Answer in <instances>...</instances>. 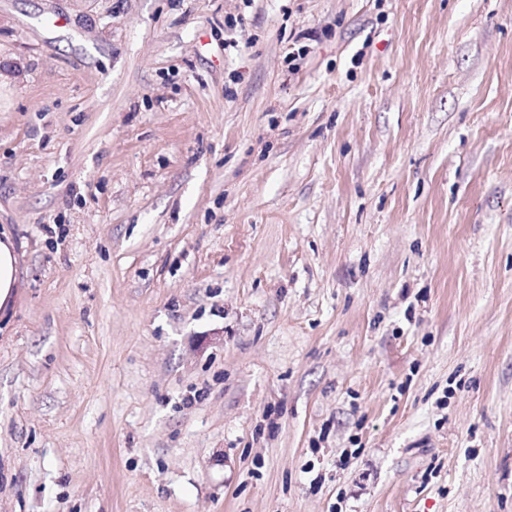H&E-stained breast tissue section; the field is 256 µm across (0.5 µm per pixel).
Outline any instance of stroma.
Wrapping results in <instances>:
<instances>
[{
    "label": "stroma",
    "instance_id": "stroma-1",
    "mask_svg": "<svg viewBox=\"0 0 512 512\" xmlns=\"http://www.w3.org/2000/svg\"><path fill=\"white\" fill-rule=\"evenodd\" d=\"M0 512H512V0H0ZM15 256L13 243L10 237L0 239V306L7 299L11 288H14L15 277Z\"/></svg>",
    "mask_w": 512,
    "mask_h": 512
}]
</instances>
